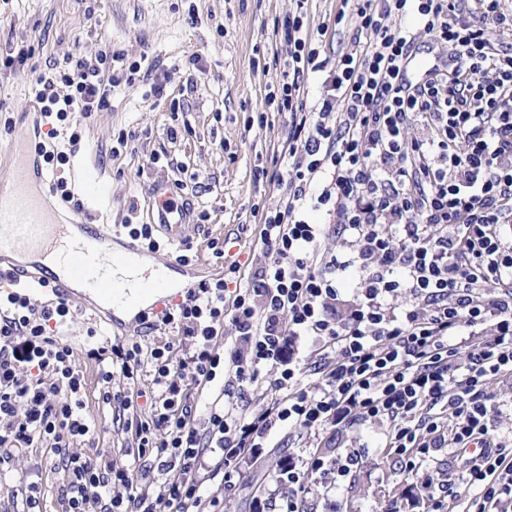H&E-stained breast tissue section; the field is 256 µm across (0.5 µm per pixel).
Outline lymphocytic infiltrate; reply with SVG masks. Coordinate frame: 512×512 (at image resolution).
Segmentation results:
<instances>
[{"instance_id":"1","label":"lymphocytic infiltrate","mask_w":512,"mask_h":512,"mask_svg":"<svg viewBox=\"0 0 512 512\" xmlns=\"http://www.w3.org/2000/svg\"><path fill=\"white\" fill-rule=\"evenodd\" d=\"M353 7L365 42L334 66L304 37L301 18L288 23L282 82L267 97L288 119L279 151L286 171L272 181L280 203L262 213L256 247L232 278L200 281L162 318L192 340L179 371L167 344L147 353L137 341H108L77 358L57 334L66 300L0 297V464L34 447L63 456V512H207L217 501L203 496L204 478L233 490L239 459L256 455L274 428L367 419L389 423L386 447L415 477L434 449L455 448L462 469L448 482L470 491L467 512H512V454L499 448L498 407L486 390L512 372V241L504 234L512 224V52L488 40L490 27L512 31V14L500 0ZM424 35L448 53L414 83L410 49ZM112 60L105 47L96 65L79 61L29 82L49 127L40 165L68 201L74 193L60 172L69 157L50 141L72 113L88 119L108 105L100 67ZM313 78L322 92L312 101ZM414 118L428 134L408 143ZM321 209L335 223L308 222L307 211ZM336 234L353 239L356 252L324 251ZM351 271L357 301L341 311ZM403 292L421 306L392 308ZM228 320L246 349L219 344ZM300 336L321 342L322 375L309 387L283 365ZM85 359L101 372L102 402L124 407L139 396L144 367L152 369L151 415L127 423L137 444L131 465L117 469L111 458L72 449L90 431L80 398ZM227 365L246 387L266 382L261 367L276 368L266 383L278 396L249 416L214 398L198 427L185 389L209 386ZM212 448L221 455L200 477ZM148 458L169 474L153 494L140 487Z\"/></svg>"}]
</instances>
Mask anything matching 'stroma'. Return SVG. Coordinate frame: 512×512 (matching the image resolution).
I'll return each instance as SVG.
<instances>
[{
  "label": "stroma",
  "instance_id": "1",
  "mask_svg": "<svg viewBox=\"0 0 512 512\" xmlns=\"http://www.w3.org/2000/svg\"><path fill=\"white\" fill-rule=\"evenodd\" d=\"M340 7V0H0V56L30 52L24 65L0 66V143L9 144L31 103L27 77L70 60L95 62L101 46H108L116 56L109 105L88 119L73 113L70 123L82 134L77 156L97 167L112 197L97 211L86 207L77 213L49 195L45 206L121 234L126 225L150 223L149 204L164 184L187 214L181 249L206 254L216 240L225 249L249 252L256 244L252 205L271 210L280 202L269 180L284 167L275 151L288 125L265 98L281 80L288 52L285 23L301 11L308 35L327 28L324 55L335 63L360 38L357 21L339 17ZM123 134L124 144L118 141ZM112 335L148 348L173 343L178 359L190 348L176 331L149 330L133 320L113 323ZM99 391L96 380L83 390L92 429L74 448L128 463L134 441L126 422L147 418L145 401L111 407ZM223 392L239 411H256L267 402L240 390L228 367L207 394L187 389L198 423L206 421L208 397ZM387 430L374 420L316 432L284 426L269 435L260 458L242 460L233 495H225L216 479L203 490L223 500L224 512H280L288 496L287 486L276 480L283 465L305 462L315 451L330 460L357 451L359 464L336 491L326 492L317 476L308 477L300 512H427L425 489L383 449ZM33 483L41 489L44 512H60L68 491L65 472L58 456L42 448L28 449L0 468V512H26Z\"/></svg>",
  "mask_w": 512,
  "mask_h": 512
}]
</instances>
